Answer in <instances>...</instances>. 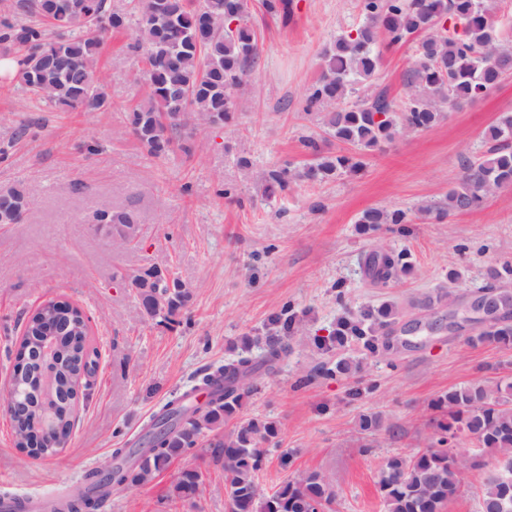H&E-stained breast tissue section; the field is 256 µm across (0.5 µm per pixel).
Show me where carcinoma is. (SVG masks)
<instances>
[{
	"label": "carcinoma",
	"mask_w": 512,
	"mask_h": 512,
	"mask_svg": "<svg viewBox=\"0 0 512 512\" xmlns=\"http://www.w3.org/2000/svg\"><path fill=\"white\" fill-rule=\"evenodd\" d=\"M132 10L114 9L107 0H14L17 19H0V57L13 63L19 87L44 103L68 111L112 108L96 58L106 35L130 28L134 48L141 51L140 77L148 88V103L126 113L125 121L152 158H166L189 139L188 114L208 126L229 122L236 110L235 92L245 84L259 55L257 29L250 23V0H130ZM492 0H358L362 23L342 33L322 51L323 68L307 97L306 110L328 109L325 133L360 151H371L391 141L401 131L433 128L446 106L472 103L494 89L512 73V41L499 30ZM266 14L288 18L293 0H261ZM419 40L416 55L404 74L405 101L397 109L378 94L361 97L364 82L375 73L380 52L377 45ZM490 144L486 154L462 165L458 184L445 201L423 211L438 220L476 207L492 191L512 185V113H503L485 132ZM312 159L300 177L323 183L344 173L359 171L363 163L353 155H326L313 139L306 140ZM288 166L269 169L263 193L272 198L288 191ZM31 193L23 187L0 189V224H18L29 208ZM107 234L136 239V222L123 210H101L93 215ZM357 223L408 224L403 209H368ZM365 275L386 284L410 267L409 255L379 243L363 257ZM512 277L506 265L490 274L473 290L493 296L502 312L499 320L481 335L509 349L512 347V290L500 281ZM143 314L151 319H172L191 300V291L178 278L156 267L144 268L128 278ZM56 316L51 335L72 361L64 373L45 376L37 362L21 375L29 389L32 413L53 410L54 447L38 448L42 456L60 452L68 442L76 404L65 399L91 371L88 361L86 318L80 308L47 301L25 325L21 348L34 349L44 336L42 320ZM396 318L389 307L366 313L349 312L336 324V344L356 341L371 354L384 348ZM286 346L271 344L261 354L250 351L204 373L194 391H207L208 401L195 404L193 391L168 400L155 412L133 448H115L112 464L87 475L89 483L76 493L49 501V512H95L99 497L113 487L137 486L191 449L209 433L219 432L235 419L242 401L251 392L257 374L275 373ZM445 412L437 445L412 458H387L379 474V490L386 512H442L455 498L469 469L485 466L483 455L498 457V473L486 478L481 512H500L512 500V379L494 385L476 384L452 390L434 403ZM466 432L479 444L474 460L448 458V439ZM278 437L277 426L250 419L218 437L213 447L224 454V476L229 489V512H334L331 480L318 471H306L282 482L273 492L259 486L257 473L269 449L260 447ZM199 474L181 472L174 483L179 499L195 495Z\"/></svg>",
	"instance_id": "1"
}]
</instances>
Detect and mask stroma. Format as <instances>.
Segmentation results:
<instances>
[{
	"label": "stroma",
	"instance_id": "1",
	"mask_svg": "<svg viewBox=\"0 0 512 512\" xmlns=\"http://www.w3.org/2000/svg\"><path fill=\"white\" fill-rule=\"evenodd\" d=\"M289 20L266 15L252 0L261 52L223 126H197L186 150L149 157L124 123L147 88L127 32L109 34L97 67L112 101L108 112H65L45 106L0 76V187L23 185L32 203L22 223L0 224V389L17 362L23 318L53 299L89 319L96 366L86 376L67 447L32 457L17 447L0 408V492L47 501L76 492L86 468L109 464L113 449L137 441L173 393L242 352L287 344L273 375L253 381L240 419L275 421L279 449L259 472L265 490L305 471L330 476L337 512H384L378 473L387 457H412L430 446L433 403L460 389L512 376V348L478 340L477 328L427 332L486 280L512 264V187L475 209L439 221L422 212L443 201L464 159L487 150L485 129L512 112V75L486 97L445 108L438 126L409 131L363 157L364 167L322 184L295 179L286 195L265 198L261 174L311 156L303 141L322 140L317 113L302 110L321 72V52L360 21L357 0H296ZM413 43L383 49L367 94L403 97L402 76ZM27 136H20L21 127ZM251 159V173L237 165ZM131 213L138 242L114 246L89 224L96 211ZM369 208L409 209V235L391 224L360 231ZM410 253L412 267L387 285L372 283L361 259L374 241ZM155 266L174 273L193 297L177 321L145 319L124 277ZM433 299L432 308L415 299ZM395 306L399 327L416 326L393 356H372L329 337L346 312ZM292 310L283 330L277 318ZM360 365L352 378L337 361ZM379 414L382 428L362 431L361 415ZM197 471L193 498L173 495V481ZM112 512H229L220 449L201 447L175 458L145 484L113 491Z\"/></svg>",
	"mask_w": 512,
	"mask_h": 512
}]
</instances>
